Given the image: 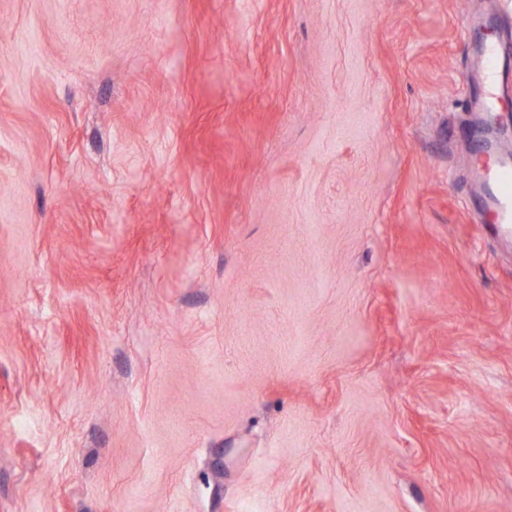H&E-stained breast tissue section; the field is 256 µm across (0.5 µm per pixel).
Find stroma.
Returning a JSON list of instances; mask_svg holds the SVG:
<instances>
[{"mask_svg": "<svg viewBox=\"0 0 512 512\" xmlns=\"http://www.w3.org/2000/svg\"><path fill=\"white\" fill-rule=\"evenodd\" d=\"M512 0H0V512H512ZM501 67V49L495 43L483 44L474 61V69L479 75L481 92L469 104L470 112L476 118L486 120L500 108L497 93V77ZM493 155L497 162L488 168H480L483 180L481 203L494 213L501 231L508 233L512 227V155Z\"/></svg>", "mask_w": 512, "mask_h": 512, "instance_id": "obj_1", "label": "stroma"}]
</instances>
